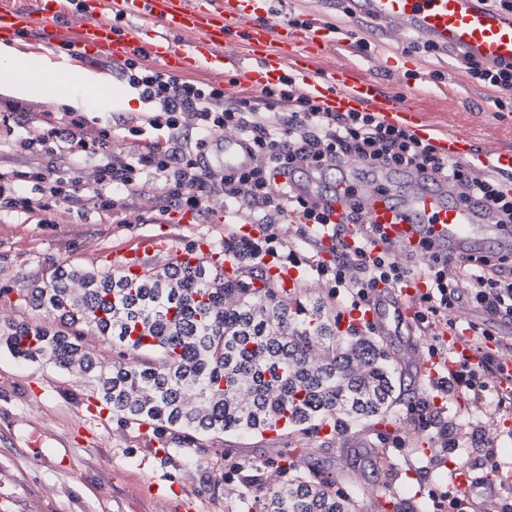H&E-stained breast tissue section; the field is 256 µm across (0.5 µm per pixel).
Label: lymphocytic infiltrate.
Returning <instances> with one entry per match:
<instances>
[{
    "label": "lymphocytic infiltrate",
    "mask_w": 512,
    "mask_h": 512,
    "mask_svg": "<svg viewBox=\"0 0 512 512\" xmlns=\"http://www.w3.org/2000/svg\"><path fill=\"white\" fill-rule=\"evenodd\" d=\"M459 63L476 83L496 92L499 108L512 102V68L465 57ZM121 78L150 105L152 125L167 129L164 151L114 163L111 130L103 129L98 143L87 145L77 136L82 125L78 117L71 118L69 128L50 130L40 139L44 145L55 141L68 144L76 160L96 159L97 177L91 193L99 209L113 208L118 194L131 192L144 179L161 180L170 204L201 217L208 211L210 197L223 195L226 204L244 214L249 223L266 226L270 242L275 239L273 228L280 217L299 211L306 221L302 240L314 255L320 246L315 232L328 223V215L290 190H274V178L299 167H341L355 158L373 170L393 167L452 176L460 199L484 200L494 210L497 223L512 226V185L498 176L450 163L429 141L406 128L381 123L375 113L325 112L307 96L293 91L285 95L270 88L256 98L229 100L219 86L147 68L137 60L126 62ZM226 128L245 139L254 158L251 167L223 173L203 166L202 151L209 138ZM81 191L79 180L69 169L4 171L0 173V211L47 210L59 202L79 200ZM348 221L363 225L361 236L349 243L343 235H336L335 262L315 267L318 277L334 284L336 297L362 301L378 284L398 287L413 275V267L397 261L391 249L372 253L370 245L378 233L365 226L360 203L350 205ZM423 273L429 290L421 298L419 328L447 321L449 310L463 298L488 312L512 318V255L470 257L452 263L447 256L432 254ZM409 412L421 427L436 429L442 453L428 457L425 466H441L445 455L458 444L454 431L429 402L414 403Z\"/></svg>",
    "instance_id": "lymphocytic-infiltrate-1"
}]
</instances>
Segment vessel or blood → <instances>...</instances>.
I'll use <instances>...</instances> for the list:
<instances>
[{"label": "vessel or blood", "instance_id": "1", "mask_svg": "<svg viewBox=\"0 0 512 512\" xmlns=\"http://www.w3.org/2000/svg\"><path fill=\"white\" fill-rule=\"evenodd\" d=\"M277 0H37L36 8L1 7L0 41L11 45L27 42L46 49L52 65L43 73L42 88L53 86L56 64L72 57L75 48L87 50L89 59L110 63V70L94 91L112 93L117 66L134 58H149L161 70L177 75L190 69L215 71L236 86L277 83L291 75L295 89L318 100L328 112L361 108L377 113L387 124L410 129L433 142L449 160L469 168L492 169L512 176V151L482 148L461 131L440 130L422 122L416 110L398 97L382 91L376 82L358 76L353 68L323 69L327 54L349 47L350 37L338 36L326 24L302 26L272 18ZM350 15L375 23L379 34H410L426 42L489 64H512V9H496L487 0H339ZM153 37L144 40L143 27ZM237 52H230V45ZM214 169L248 166L251 157L238 136H215L204 155ZM286 182L293 192L320 201L330 222L321 227L322 248L333 243L336 225L346 224V240L358 237L364 225L379 228L390 247L423 256L424 243L465 258L484 255L486 249L512 251V228L494 223L487 204L457 198L444 178L433 174L362 172L352 167L322 174L291 173ZM358 198L366 214L365 224H347L348 201ZM149 253L171 255L186 266L206 264L217 274H233V264L223 252L198 242L177 249L169 237L148 236L109 250L106 257L127 277L144 272ZM272 280L288 292H296L304 275L299 268L270 265ZM428 289L423 274H415L401 287L378 285L364 307L347 317L353 325H367L377 335L401 343L400 360L415 370L422 388H431L440 374L460 363L481 367L493 359L495 389L512 392V354L490 340L475 341L465 321L437 324L431 329L437 341L447 345L448 355H429L417 337L416 314ZM451 485L464 491L471 512H481L485 499L512 484V472L500 480L479 477L474 466H453Z\"/></svg>", "mask_w": 512, "mask_h": 512}]
</instances>
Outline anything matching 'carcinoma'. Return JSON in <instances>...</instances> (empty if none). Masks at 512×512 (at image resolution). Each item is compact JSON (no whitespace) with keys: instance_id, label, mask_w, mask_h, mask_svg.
<instances>
[{"instance_id":"cac0c4a2","label":"carcinoma","mask_w":512,"mask_h":512,"mask_svg":"<svg viewBox=\"0 0 512 512\" xmlns=\"http://www.w3.org/2000/svg\"><path fill=\"white\" fill-rule=\"evenodd\" d=\"M257 247L224 242L237 262L232 280L214 270L170 263L129 279L118 271L59 266L20 291L31 310L58 328L22 320L0 327L16 358L49 361L96 379L106 407L135 423L213 433L286 429L343 430L385 413L397 383L385 352L367 336H342L326 307H311L275 288L266 270L249 272ZM153 364L104 367L82 353L84 332ZM350 499L328 480L296 475L266 498L263 512H349Z\"/></svg>"}]
</instances>
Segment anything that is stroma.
Masks as SVG:
<instances>
[{
	"label": "stroma",
	"instance_id": "stroma-1",
	"mask_svg": "<svg viewBox=\"0 0 512 512\" xmlns=\"http://www.w3.org/2000/svg\"><path fill=\"white\" fill-rule=\"evenodd\" d=\"M288 11L364 38L371 35L368 24L325 0H288ZM406 44L398 36L375 45L363 58L355 49H342L326 57L323 66L355 68L419 109L430 124L466 132L490 149L512 150V109L498 108L494 92L473 82L448 55H407ZM399 54L405 55L406 66L388 71V57ZM437 71L443 80H434ZM149 111L123 82L113 87L109 101L86 97L69 106L44 91L14 95L0 80V166H70L65 143L45 153L24 148L23 141L66 126L75 113L84 118L79 135L86 143L111 128L113 156L132 160L165 145L164 130L148 123ZM131 124L139 126L140 136L128 135ZM164 195L162 182L151 180L105 211L86 197L78 205L0 214V325L30 319L19 292L48 277L56 266L105 270V252L113 245L162 233L181 247L203 237L217 245L234 237V225L218 221L223 195L212 196L206 217L189 226L163 223ZM397 373L399 395L388 414L347 431L215 434L190 443L180 430H146L113 415L93 377L14 358L0 345V512H158L148 487L161 478L172 483L165 512H180L186 498L198 502L201 512H263L266 494L291 479L284 469L289 460L303 475L331 479L334 489L349 494L352 512H436L428 492L448 485V467L422 471L425 456L440 442L435 430L417 425L405 429L412 419L408 406L427 394L412 372L401 367ZM441 412L459 434L450 465L479 463L477 449L490 437L496 440L497 457L512 463V409L490 430L468 392L448 397ZM399 440L404 448H396ZM348 443L353 452L345 457L340 450ZM392 473L399 476L400 491L387 511L375 489Z\"/></svg>",
	"mask_w": 512,
	"mask_h": 512
}]
</instances>
